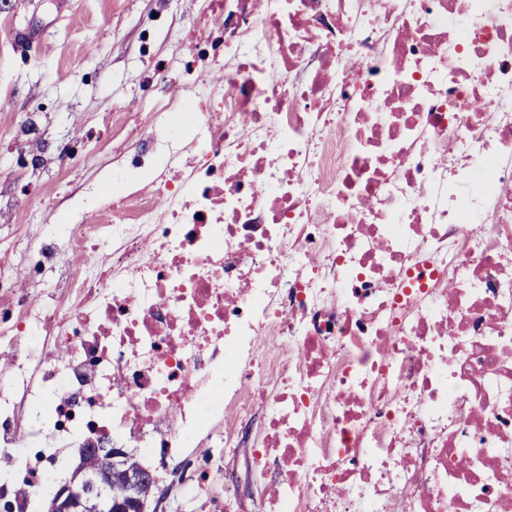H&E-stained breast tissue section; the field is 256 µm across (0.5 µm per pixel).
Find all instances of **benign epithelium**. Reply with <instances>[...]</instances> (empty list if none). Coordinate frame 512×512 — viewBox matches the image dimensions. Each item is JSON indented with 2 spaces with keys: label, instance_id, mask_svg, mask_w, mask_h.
<instances>
[{
  "label": "benign epithelium",
  "instance_id": "obj_1",
  "mask_svg": "<svg viewBox=\"0 0 512 512\" xmlns=\"http://www.w3.org/2000/svg\"><path fill=\"white\" fill-rule=\"evenodd\" d=\"M125 448H83L57 482L48 512H158L150 471L129 463Z\"/></svg>",
  "mask_w": 512,
  "mask_h": 512
}]
</instances>
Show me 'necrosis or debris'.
I'll return each mask as SVG.
<instances>
[{"instance_id":"1","label":"necrosis or debris","mask_w":512,"mask_h":512,"mask_svg":"<svg viewBox=\"0 0 512 512\" xmlns=\"http://www.w3.org/2000/svg\"><path fill=\"white\" fill-rule=\"evenodd\" d=\"M109 205L0 266V453L240 447L264 512L512 506V0H206Z\"/></svg>"}]
</instances>
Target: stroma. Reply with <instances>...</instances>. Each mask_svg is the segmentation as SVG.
<instances>
[{
	"label": "stroma",
	"mask_w": 512,
	"mask_h": 512,
	"mask_svg": "<svg viewBox=\"0 0 512 512\" xmlns=\"http://www.w3.org/2000/svg\"><path fill=\"white\" fill-rule=\"evenodd\" d=\"M202 0H0V158L15 153L20 137L39 126L49 143L87 139V164L62 173L37 159L22 178L0 172V226L25 225L35 235L79 211L73 188L107 184L112 162L130 143L132 129L149 124L146 99L161 89L177 94V74L155 76L163 59L181 61L184 35ZM111 129L88 140L105 113ZM28 185L25 203L9 206L14 181ZM252 447L224 453L215 493L235 490L242 512H260L267 490L254 478Z\"/></svg>",
	"instance_id": "35a3bbf8"
}]
</instances>
